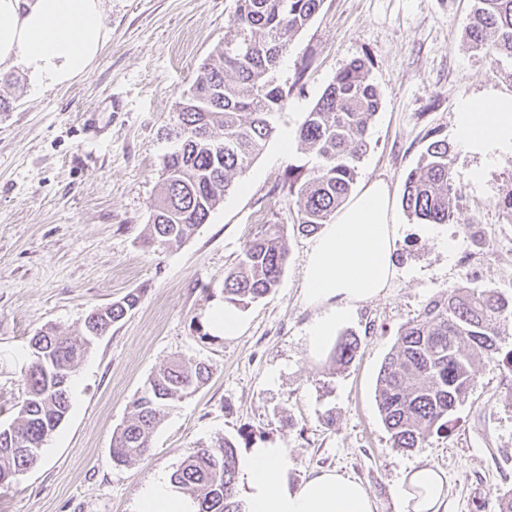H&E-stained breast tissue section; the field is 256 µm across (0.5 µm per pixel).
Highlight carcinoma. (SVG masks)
I'll list each match as a JSON object with an SVG mask.
<instances>
[{"mask_svg": "<svg viewBox=\"0 0 512 512\" xmlns=\"http://www.w3.org/2000/svg\"><path fill=\"white\" fill-rule=\"evenodd\" d=\"M323 0H237L228 19L219 61L205 65L176 102L164 137V175L154 204L148 240L163 248L180 246L224 199L232 178L244 173L277 131L288 93L279 82L290 37L303 29ZM465 37L471 48L512 59V0H473ZM380 97L369 79L368 62L355 58L340 70L295 138L313 155L308 168H291L288 190L299 202L300 233L329 223L348 199L357 163L367 151L369 124ZM453 148L430 136L421 165L406 176L401 204L427 224H448L465 196L454 184ZM287 226L264 224L224 272V303L245 307L277 287L287 257ZM139 303L130 293L84 317L77 336L54 329L30 340L33 359L25 369L26 397L18 416L0 426V485L11 482L40 458L41 448L70 408L72 369L92 344L94 330L106 334ZM512 326V298L494 288L461 285L430 300L403 327L377 380V402L392 447L422 446L434 432L448 430V418L474 381V360L482 355L512 373V350L499 336ZM358 349L354 337L339 338L334 361L348 363ZM211 378L204 362L174 360L154 373L132 403L130 420L112 437V461L123 465L146 455L152 434L173 404ZM237 455L233 441L201 445L171 476L175 487L197 503V512H243L237 497Z\"/></svg>", "mask_w": 512, "mask_h": 512, "instance_id": "1", "label": "carcinoma"}]
</instances>
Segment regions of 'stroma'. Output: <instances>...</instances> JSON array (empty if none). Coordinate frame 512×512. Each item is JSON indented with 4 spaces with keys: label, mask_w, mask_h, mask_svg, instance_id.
Listing matches in <instances>:
<instances>
[{
    "label": "stroma",
    "mask_w": 512,
    "mask_h": 512,
    "mask_svg": "<svg viewBox=\"0 0 512 512\" xmlns=\"http://www.w3.org/2000/svg\"><path fill=\"white\" fill-rule=\"evenodd\" d=\"M472 0H323L290 40L279 80L288 90L276 135L237 175L208 222L180 247L148 244L162 190L163 128L180 94L224 43L235 0H105L110 38L90 72L34 93L23 78L0 89V426L24 398L22 373L38 331L66 334L87 311L126 294L140 302L74 367L70 409L37 464L0 486V512H136L158 475L172 476L200 444L230 438L237 455L288 450L289 482L335 469L360 480L375 512H413L409 476L432 470L445 512H499L512 489V374L476 364L448 431L422 447L392 448L376 402L379 370L401 327L425 305L474 276L512 296V224L495 207L512 190V158L470 178L477 159L455 153L452 173L467 204L447 224L398 210V274L362 305L345 333L351 361L314 357L307 330L316 310L302 299L314 235L293 231L298 198L289 167L311 166L293 136L336 73L368 56L381 107L368 129L358 182L380 178L401 199L426 134L454 139L467 98L512 94V60L469 48ZM265 224L288 225L289 255L269 296L240 309L237 335L216 333L224 272ZM454 244L445 252L441 239ZM205 362L209 383L175 403L147 455L111 459L112 435L147 380L170 361Z\"/></svg>",
    "instance_id": "35a3bbf8"
}]
</instances>
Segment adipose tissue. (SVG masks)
Segmentation results:
<instances>
[{
  "label": "adipose tissue",
  "mask_w": 512,
  "mask_h": 512,
  "mask_svg": "<svg viewBox=\"0 0 512 512\" xmlns=\"http://www.w3.org/2000/svg\"><path fill=\"white\" fill-rule=\"evenodd\" d=\"M107 40L104 0H0V72L21 67L32 90L65 86L87 74ZM454 124L462 152L484 162L512 157V95L463 100ZM401 235L390 186L381 179L367 180L324 225L303 276V298L320 311L308 329L314 356H322L359 307L393 282ZM237 470L245 512H374L365 487L334 470L290 486L283 447L251 448ZM138 512L197 507L161 476L140 493Z\"/></svg>",
  "instance_id": "ef3b65f1"
}]
</instances>
